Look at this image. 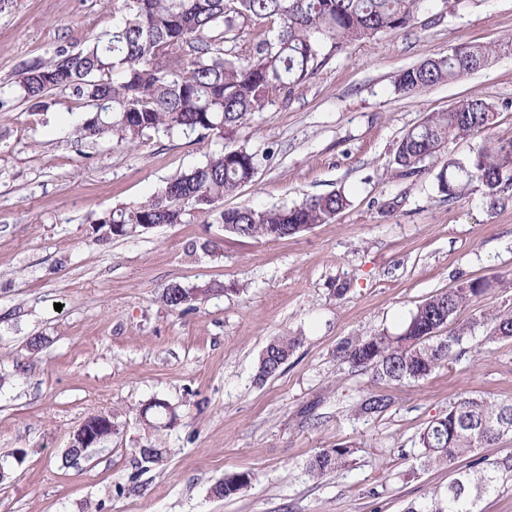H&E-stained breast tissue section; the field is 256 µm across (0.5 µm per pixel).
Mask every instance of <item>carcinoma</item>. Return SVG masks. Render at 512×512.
<instances>
[{
  "instance_id": "cac0c4a2",
  "label": "carcinoma",
  "mask_w": 512,
  "mask_h": 512,
  "mask_svg": "<svg viewBox=\"0 0 512 512\" xmlns=\"http://www.w3.org/2000/svg\"><path fill=\"white\" fill-rule=\"evenodd\" d=\"M428 0H113L119 20L112 33L86 48H61L46 61L23 69L17 81L22 98L39 109L49 93L74 99L90 118L78 129L82 136L112 137L133 143L149 130L224 138L249 114L281 92H290L313 75L319 60H328L351 44L388 30L404 29ZM278 24L268 37L255 35L238 46L244 24ZM496 50L472 44L440 59H429L401 72L395 89L416 93L436 84L457 81L488 64ZM495 107L483 98H465L444 112H434L407 131L393 162L401 175H415L439 154L448 138H460L494 127ZM256 156L244 148L215 153L206 162L166 183L145 202L115 208L96 220L113 226L112 237H126L145 224H181L187 212L216 216L224 230L241 237L281 240L327 224L346 209L340 191L312 196L291 207L232 208L217 204L251 181ZM512 172V142L482 148L470 159L448 160L439 176L448 199L457 198L462 182L479 181L489 194L503 188ZM489 291L483 279L437 292L419 303L398 334L381 331L342 342L336 355L351 367L369 369L387 384H411L458 359L465 344L512 339V310L499 309L460 319L463 311ZM163 302L182 312L193 308L188 289L173 284ZM296 346L282 337L263 350L260 378L277 375ZM393 400L367 392L357 411L365 416L387 411ZM512 440V399L461 397L448 413L435 418L419 435L422 467L448 468L443 490H435L406 512H480L479 503L512 481V452L491 458L480 449ZM351 446L321 449L308 463L313 478L340 470ZM249 471L224 477L214 489L231 498L247 489Z\"/></svg>"
}]
</instances>
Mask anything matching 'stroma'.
Segmentation results:
<instances>
[{
    "mask_svg": "<svg viewBox=\"0 0 512 512\" xmlns=\"http://www.w3.org/2000/svg\"><path fill=\"white\" fill-rule=\"evenodd\" d=\"M115 23L112 0H0V512H404L446 487V468H421L419 434L459 396L512 399V340L389 386L394 403L375 417L356 404L378 382L336 348L398 333L422 300L477 278L491 292L470 314L512 308V188L490 196L473 181L451 201L437 178L447 159L512 140V0L463 9L433 0L412 26L337 54L224 141L83 138L77 101L53 94L35 111L21 98L23 67L80 50ZM466 44L497 55L459 81L396 91L402 70ZM473 95L495 105V127L450 140L421 173L399 176L404 133ZM240 147L259 166L224 207L340 190L347 208L278 241L225 232L197 211L126 238L94 230L112 208ZM211 241L217 251H204ZM213 280L225 292L187 312L161 299L169 285ZM33 336L44 337L41 350L29 349ZM282 336L297 347L257 381L264 348ZM156 399L174 408L175 424L140 420ZM98 411L114 434L67 461L73 433ZM339 443L354 447L345 466L310 478L308 460ZM147 447L163 449L160 463H141ZM242 470L255 475L246 490L213 495Z\"/></svg>",
    "mask_w": 512,
    "mask_h": 512,
    "instance_id": "stroma-1",
    "label": "stroma"
}]
</instances>
